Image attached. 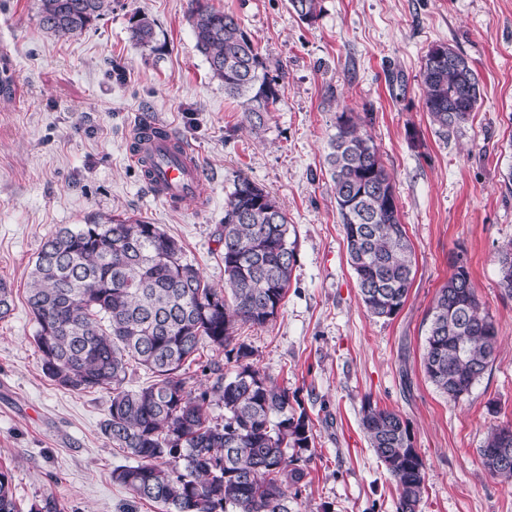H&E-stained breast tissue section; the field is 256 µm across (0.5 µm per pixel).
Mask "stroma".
Returning a JSON list of instances; mask_svg holds the SVG:
<instances>
[{
	"label": "stroma",
	"mask_w": 512,
	"mask_h": 512,
	"mask_svg": "<svg viewBox=\"0 0 512 512\" xmlns=\"http://www.w3.org/2000/svg\"><path fill=\"white\" fill-rule=\"evenodd\" d=\"M210 2L239 18L279 80L261 137L211 78L189 0H112L67 37L39 26L38 0H0V70L12 87L0 93V279L13 289L0 319V469L20 512H160L112 478L129 459L101 433L111 391L72 392L42 372L27 282L43 243L65 225L141 218L175 237L206 281L223 284L219 229L239 175L283 204L296 242L276 320L235 335L313 427L297 512H396V485L360 426L368 402L408 424L423 462L418 512H512V484L480 458L490 426L512 424V298L501 294L496 262L512 241V0H323L311 23L288 0ZM139 14L154 22L152 46L130 38ZM438 44L467 58L481 92L447 139L421 92L423 59ZM143 112L192 147L202 207L157 199L130 160L128 133ZM344 112L369 116L414 250L413 286L389 319L362 305L331 190L326 156ZM456 253L499 349L453 401L428 381L422 355Z\"/></svg>",
	"instance_id": "1"
}]
</instances>
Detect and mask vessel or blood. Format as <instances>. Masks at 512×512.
Masks as SVG:
<instances>
[{
    "label": "vessel or blood",
    "instance_id": "1",
    "mask_svg": "<svg viewBox=\"0 0 512 512\" xmlns=\"http://www.w3.org/2000/svg\"><path fill=\"white\" fill-rule=\"evenodd\" d=\"M129 144L135 161L152 159L149 182L157 198L173 206L202 203L203 173L199 164L192 161L190 149L182 145L180 137L147 117L132 127Z\"/></svg>",
    "mask_w": 512,
    "mask_h": 512
}]
</instances>
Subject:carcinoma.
I'll return each instance as SVG.
<instances>
[{
	"label": "carcinoma",
	"mask_w": 512,
	"mask_h": 512,
	"mask_svg": "<svg viewBox=\"0 0 512 512\" xmlns=\"http://www.w3.org/2000/svg\"><path fill=\"white\" fill-rule=\"evenodd\" d=\"M40 27L58 37L85 29L112 0H39ZM306 23L322 0H289ZM197 50L224 95L239 101L251 133L279 98V80L232 13L209 0H190L188 16ZM131 39L154 40V22L138 15ZM449 61L421 68L423 105L436 133L446 139L468 122L480 99L469 61L448 48ZM367 117L341 113L330 139L328 164L336 210L364 307L390 318L412 288V247L401 224L391 176ZM224 286H210L181 260L183 248L159 225L141 219L74 224L42 245L30 272L27 302L37 324L34 343L43 373L76 392L109 389L112 399L101 432L134 464L112 479L140 502L162 512H295L289 489L305 476L294 466L313 444L305 414H296L288 390L250 362L252 349L234 336L236 324L273 322L287 293L294 262L289 224L279 201L238 175L224 200ZM422 366L450 400L467 394L494 359L495 325L476 295L467 265L452 263L448 282L429 310ZM208 344L226 364L205 365L212 379L190 386L186 367ZM144 366L152 383L126 388L130 363ZM224 406V422L209 418ZM361 426L398 490L396 512H418L425 485L423 462L407 424L395 411L371 403ZM511 425L489 431L480 449L486 472L512 484V457L498 455ZM0 512H19L7 473L0 471Z\"/></svg>",
	"instance_id": "carcinoma-1"
}]
</instances>
